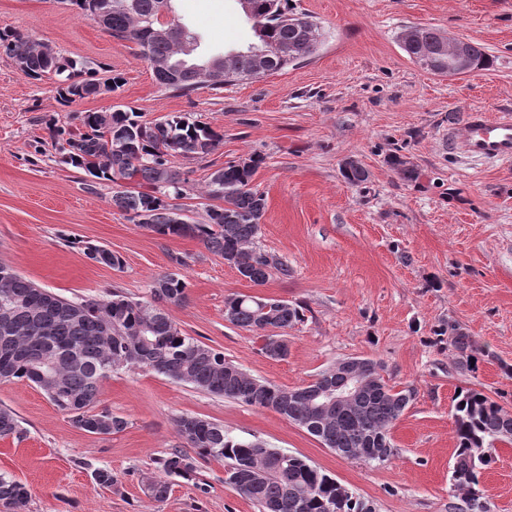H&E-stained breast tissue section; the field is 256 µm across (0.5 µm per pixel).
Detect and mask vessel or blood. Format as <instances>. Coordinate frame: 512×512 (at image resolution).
Returning a JSON list of instances; mask_svg holds the SVG:
<instances>
[{
    "label": "vessel or blood",
    "instance_id": "1",
    "mask_svg": "<svg viewBox=\"0 0 512 512\" xmlns=\"http://www.w3.org/2000/svg\"><path fill=\"white\" fill-rule=\"evenodd\" d=\"M453 153L481 162H512V114L468 110L464 121L448 130Z\"/></svg>",
    "mask_w": 512,
    "mask_h": 512
}]
</instances>
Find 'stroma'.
<instances>
[{
    "mask_svg": "<svg viewBox=\"0 0 512 512\" xmlns=\"http://www.w3.org/2000/svg\"><path fill=\"white\" fill-rule=\"evenodd\" d=\"M174 16L216 56L254 41L236 0H173ZM326 39L303 64L181 96L158 84L134 44L109 36L59 0H0V30L50 43L63 56L102 67L122 87L71 104L58 80L24 76L0 55V259L71 300L119 289L138 299L174 270L187 297L169 312L182 332L223 352L257 379L286 389L314 381L347 358L384 367L415 397L394 424V456L347 460L269 409L251 407L136 369L104 379L99 405L126 428L94 435L77 428L34 385L0 381V407L21 436L0 439V473L27 486L24 512H258L224 482V464L200 462L173 477L164 499L151 483L160 456L184 448L175 421L190 414L225 431L305 457L375 512H452L463 493L451 482L452 419L458 389L483 390L512 412V166L449 153L445 138L469 108L512 111V0H288ZM431 26L481 46L489 66L448 78L414 64L398 36ZM134 109L144 121L185 114L224 133L202 159H176L191 182L181 205L205 218L202 190L226 162L264 156L254 177L267 198L258 244L291 276L261 287L190 238L139 228L111 202L112 185L91 180L51 146L47 124L78 126L87 112ZM417 172L404 180L389 159ZM368 169L350 186L345 159ZM90 241L119 254L115 269L88 261ZM276 296L304 308L288 329L289 354L272 359L253 333L224 318L229 294ZM457 323L486 351L477 373L458 365L435 331ZM479 490L491 512H512V447L497 448ZM112 486L95 484L94 469Z\"/></svg>",
    "mask_w": 512,
    "mask_h": 512,
    "instance_id": "35a3bbf8",
    "label": "stroma"
}]
</instances>
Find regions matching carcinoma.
<instances>
[{
  "instance_id": "carcinoma-1",
  "label": "carcinoma",
  "mask_w": 512,
  "mask_h": 512,
  "mask_svg": "<svg viewBox=\"0 0 512 512\" xmlns=\"http://www.w3.org/2000/svg\"><path fill=\"white\" fill-rule=\"evenodd\" d=\"M60 2L102 25L111 37L137 45L140 56L150 64L179 60L183 57L181 39L193 38L175 20L170 22V38L158 40L149 33L148 26L154 24L167 0ZM286 2L251 0L252 18L266 45L283 47L290 55L273 54L262 61L249 50H240L229 59L225 83L277 73L317 52L324 40L323 27L309 16L288 11ZM400 38L410 59L434 74L469 72L487 63L483 49L470 42L467 63L459 64L446 38L431 27H416L411 34L405 29ZM43 47L44 43L29 36L0 32V54L21 62L28 78L59 77L58 94L64 103L89 97L100 87L99 65L59 54L48 56ZM181 73L176 78L166 70L153 75L161 86L187 95L196 89L194 77L184 69ZM47 129L53 145L65 144L63 151L71 165L112 183V205L139 227L160 236L198 240L255 286L265 285L275 275H291L287 264L264 258V251L256 245L266 197L253 180L265 162L263 156H249L246 166L228 161L211 173L204 193L224 205L209 206L204 221L189 220L174 204L183 198L189 179L187 172L173 165V158L210 154L224 140L223 132L182 115L144 122L131 108L87 112L75 129L55 123ZM341 175L347 184L360 186L370 173L357 164L341 169ZM83 253L114 269L123 266L118 254L100 245L87 243ZM187 288L182 275L170 272L149 285L147 299L133 300L114 289L99 299L74 301L39 287L0 261V381L33 383L54 406L70 415L76 427L90 434L110 435L127 426L123 418L96 409L101 382L122 369L146 368L208 394L278 410L285 389L249 376L226 361L224 353L178 328L167 306L183 303ZM224 316L261 339L269 325L284 333L304 320L303 307L297 303L279 305L272 298L245 294L225 298ZM435 335L439 342H447L448 350L467 371L477 373L486 352L471 336L451 322L441 325ZM346 368L342 360L288 396L286 418L325 447L339 449L348 460L383 463L394 455L390 430L414 399L415 389L397 390L388 385L380 373L383 366L369 359L354 369L362 381L354 398L339 410L318 411L316 395ZM453 418L452 479L456 487L469 493L458 512H491L490 505L480 501L476 486L482 471L494 461L495 444L506 439L512 443V414L484 391L466 388L457 394ZM176 426L190 451L176 449L159 458L167 476L192 474L200 459L225 461L228 477L224 484L251 500L259 512H328L330 505L335 512H373L362 510V499L298 455L288 454V464L281 467V450L258 440L233 437L219 423L183 414ZM20 432L16 415L0 408V437ZM28 498L22 483L0 475L1 506L20 512Z\"/></svg>"
}]
</instances>
